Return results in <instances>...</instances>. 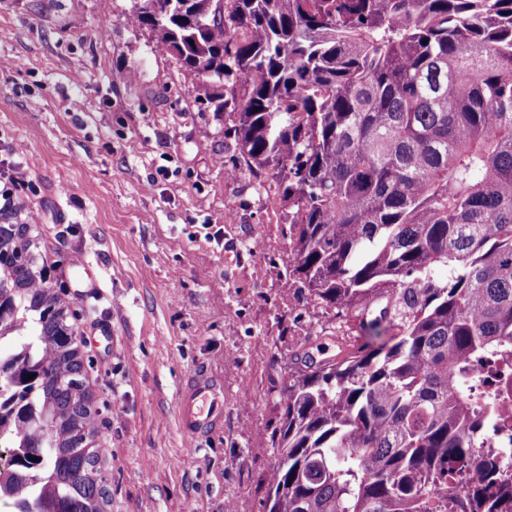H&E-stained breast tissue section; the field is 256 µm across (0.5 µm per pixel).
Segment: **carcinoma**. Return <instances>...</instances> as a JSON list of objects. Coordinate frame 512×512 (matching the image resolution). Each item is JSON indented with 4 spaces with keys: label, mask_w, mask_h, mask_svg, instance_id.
Here are the masks:
<instances>
[{
    "label": "carcinoma",
    "mask_w": 512,
    "mask_h": 512,
    "mask_svg": "<svg viewBox=\"0 0 512 512\" xmlns=\"http://www.w3.org/2000/svg\"><path fill=\"white\" fill-rule=\"evenodd\" d=\"M154 23L288 224L287 293L359 334L274 384L265 512H512V0H183ZM0 218V435L54 512H106L79 334ZM32 378H27V375ZM36 457L32 461L29 456Z\"/></svg>",
    "instance_id": "carcinoma-1"
}]
</instances>
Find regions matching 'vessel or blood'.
<instances>
[{
  "instance_id": "1",
  "label": "vessel or blood",
  "mask_w": 512,
  "mask_h": 512,
  "mask_svg": "<svg viewBox=\"0 0 512 512\" xmlns=\"http://www.w3.org/2000/svg\"><path fill=\"white\" fill-rule=\"evenodd\" d=\"M177 420L191 448L221 428L224 383L219 375L205 369L191 376L178 397Z\"/></svg>"
}]
</instances>
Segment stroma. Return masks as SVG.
<instances>
[{"label":"stroma","instance_id":"obj_1","mask_svg":"<svg viewBox=\"0 0 512 512\" xmlns=\"http://www.w3.org/2000/svg\"><path fill=\"white\" fill-rule=\"evenodd\" d=\"M135 0H0V157L28 169L19 216L82 338L99 411L107 512H263L276 465L270 388L288 352L355 339L288 296L287 225L239 163L228 114L200 104ZM200 366L224 377V424L187 451L176 420Z\"/></svg>","mask_w":512,"mask_h":512}]
</instances>
